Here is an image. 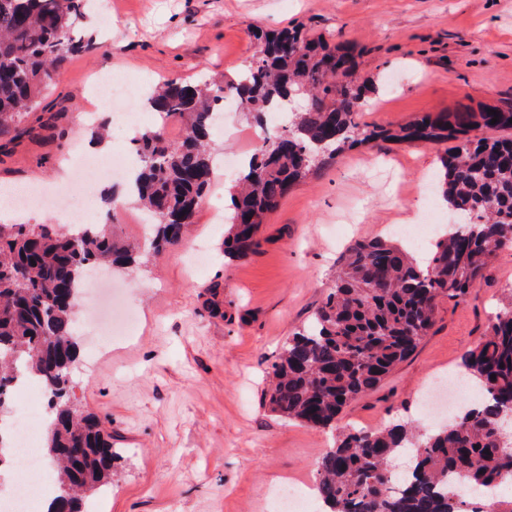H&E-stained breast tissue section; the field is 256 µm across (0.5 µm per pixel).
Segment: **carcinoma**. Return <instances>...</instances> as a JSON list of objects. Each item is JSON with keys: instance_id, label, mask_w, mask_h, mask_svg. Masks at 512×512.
I'll return each mask as SVG.
<instances>
[{"instance_id": "obj_1", "label": "carcinoma", "mask_w": 512, "mask_h": 512, "mask_svg": "<svg viewBox=\"0 0 512 512\" xmlns=\"http://www.w3.org/2000/svg\"><path fill=\"white\" fill-rule=\"evenodd\" d=\"M89 2L0 0V136L29 133L23 119L65 59L96 48L77 34ZM256 39L257 53L237 78H171L148 98L183 131L177 143L159 129L135 140L139 167L129 198L154 225L148 251L159 255L177 245L195 223L214 179L211 143L229 93L259 126L275 108L296 99L305 106L288 113L287 125L263 140L234 179L225 256L255 252L260 224L291 187L358 145L444 146L438 194L464 225L438 238L425 265L402 242L359 240L347 249L331 292L282 346L265 393L277 415L326 429L415 352L434 326L439 300H464L487 266L512 250V139L470 136L512 128V104L494 107L495 116L485 108L424 115L396 128L361 125L355 118L371 87L356 76L354 45H331L300 26ZM451 140L459 144L450 147ZM133 261L131 246L108 224H93L79 237L53 224H0V411L11 412L21 377L43 384L53 421L41 452L59 485L50 512H85L86 498L112 486V435L75 401L68 365L77 359L73 317L87 272ZM462 366L479 396L450 422L425 431L403 421L338 438L317 463L320 512H468L465 491H489L494 499L512 486V446L500 427L512 404V302L495 314ZM404 450L411 465L397 486L391 461Z\"/></svg>"}]
</instances>
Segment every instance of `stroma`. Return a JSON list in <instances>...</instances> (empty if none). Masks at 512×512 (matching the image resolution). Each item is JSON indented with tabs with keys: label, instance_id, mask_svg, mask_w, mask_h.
<instances>
[{
	"label": "stroma",
	"instance_id": "stroma-1",
	"mask_svg": "<svg viewBox=\"0 0 512 512\" xmlns=\"http://www.w3.org/2000/svg\"><path fill=\"white\" fill-rule=\"evenodd\" d=\"M111 30L88 19L93 53L68 58L32 132L0 138V185H56L74 145H88L81 87L99 71L155 85L234 77L256 53L254 29L301 25L329 42L354 44L359 76L372 84L363 119L396 126L428 112H460L512 100V0H112ZM235 137L215 136L216 156L250 151L260 129L234 98ZM438 149L424 143L359 146L294 185L261 225V246L224 257V224L209 206L212 183L183 241L147 264L120 269L137 338L90 366L93 334L77 323L76 399L112 435L117 461L106 512H268L267 491L314 484L336 433L419 419L417 396L433 373L457 371L493 313L512 301V252L486 269L465 299L440 300L435 325L381 385L349 404L335 432L286 421L262 402L272 364L289 336L333 287L355 241L391 238L417 224L435 187ZM114 235L132 246L151 233L146 215L115 189Z\"/></svg>",
	"mask_w": 512,
	"mask_h": 512
}]
</instances>
